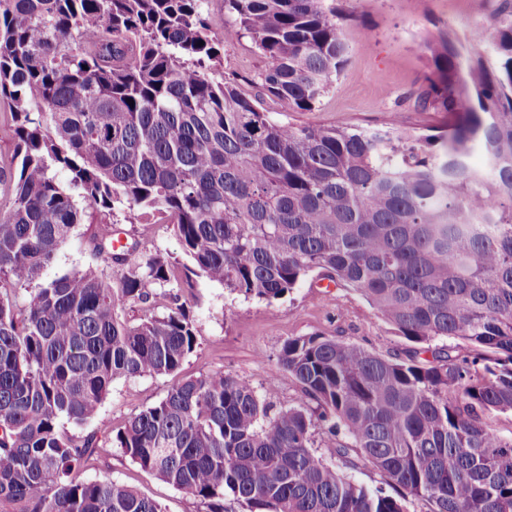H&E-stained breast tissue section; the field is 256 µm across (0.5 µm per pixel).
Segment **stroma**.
<instances>
[{
	"mask_svg": "<svg viewBox=\"0 0 512 512\" xmlns=\"http://www.w3.org/2000/svg\"><path fill=\"white\" fill-rule=\"evenodd\" d=\"M502 0H341L349 19L344 28L348 62L321 104L311 112H292L276 106L280 119L299 125L376 128L399 114L407 130L427 135L446 119L426 92L435 74L424 48L426 40L445 30L464 35L476 26H491ZM225 75L251 78L265 65L249 39L225 43ZM100 216L87 211L81 224L59 250L43 279L94 262L91 241L101 232ZM127 238L138 241L142 257L161 255L186 262L182 244L170 224H125ZM98 262V261H95ZM107 269V261L98 262ZM155 311L188 308L197 330V344L181 369L167 376L117 380L100 410L99 421L72 427L75 435L97 431L100 421L113 429L159 402L177 380L211 371H223L248 380L276 406L300 401L297 382L281 366L278 352L292 338L320 334L393 357L407 344L379 318L358 293L326 281L309 278L283 297L265 301L230 291L205 277L191 285H151ZM78 481L107 478L132 486L156 500L163 512H203L193 497L142 470L114 447L100 448L92 466L75 469Z\"/></svg>",
	"mask_w": 512,
	"mask_h": 512,
	"instance_id": "obj_1",
	"label": "stroma"
}]
</instances>
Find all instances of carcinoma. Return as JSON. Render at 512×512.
Wrapping results in <instances>:
<instances>
[{
    "mask_svg": "<svg viewBox=\"0 0 512 512\" xmlns=\"http://www.w3.org/2000/svg\"><path fill=\"white\" fill-rule=\"evenodd\" d=\"M340 2L224 0L218 37L208 0H0L15 142L0 166V512H163L110 479L69 480L99 437L61 425L96 419L118 379L180 369L197 336L186 309L130 324L118 305L193 275L267 301L327 279L411 350L293 338L279 362L300 402L201 373L99 427L104 443L206 512L228 496L249 512H512V437L483 422L512 414V0L479 51L448 32L427 45L448 122L425 137L273 118L271 103L315 110L342 73ZM245 37L265 60L254 95L219 69L220 45ZM80 200L104 216L92 252L117 282L89 263L34 285ZM120 219L175 225L190 264L115 247ZM318 429L339 464L314 449ZM358 460L393 493L344 474Z\"/></svg>",
    "mask_w": 512,
    "mask_h": 512,
    "instance_id": "obj_1",
    "label": "carcinoma"
}]
</instances>
